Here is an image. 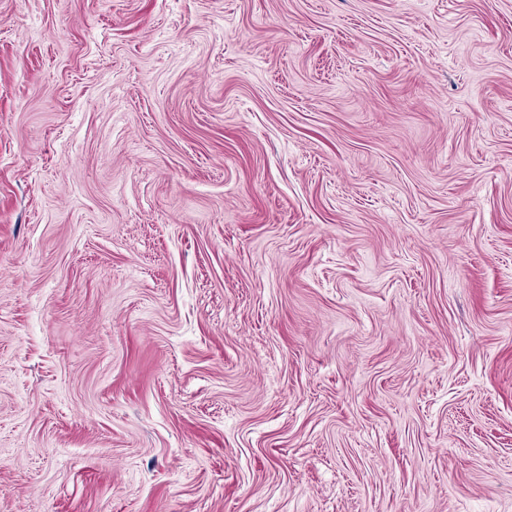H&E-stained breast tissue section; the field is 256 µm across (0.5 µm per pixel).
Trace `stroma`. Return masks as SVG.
Segmentation results:
<instances>
[{"label":"stroma","mask_w":512,"mask_h":512,"mask_svg":"<svg viewBox=\"0 0 512 512\" xmlns=\"http://www.w3.org/2000/svg\"><path fill=\"white\" fill-rule=\"evenodd\" d=\"M0 512H512V0H0Z\"/></svg>","instance_id":"1"}]
</instances>
